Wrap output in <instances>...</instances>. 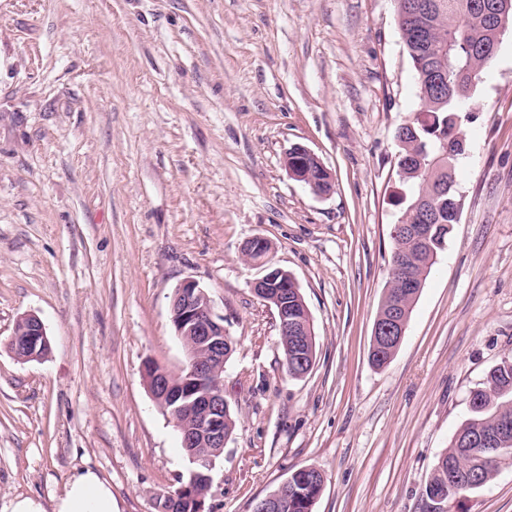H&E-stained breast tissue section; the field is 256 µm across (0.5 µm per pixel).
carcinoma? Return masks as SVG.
Listing matches in <instances>:
<instances>
[{
	"label": "carcinoma",
	"mask_w": 512,
	"mask_h": 512,
	"mask_svg": "<svg viewBox=\"0 0 512 512\" xmlns=\"http://www.w3.org/2000/svg\"><path fill=\"white\" fill-rule=\"evenodd\" d=\"M396 2L398 26L416 71L420 102L419 111L402 124L396 134L400 147L398 158L404 161V169L399 176L411 186L410 195L401 199L404 203L402 216L405 217L420 200L431 197L438 188L455 180L456 163L462 153L448 154V143L460 133L461 125L468 117L464 105L470 98L475 80L495 60L493 55L482 54V46L499 41L500 31L512 25V0H507L508 6L492 20L477 8L476 0H423L419 5L415 0ZM436 63L445 65L448 70V82L452 85L449 97L423 89V76ZM289 158L291 164L317 186L327 184L328 175L315 158L294 147L289 149ZM442 200L444 203L435 215V223L445 224L448 229L439 233L428 246L412 247L403 239L393 238L390 280L377 317L387 316L395 309L401 324L408 325L431 268L456 224L454 208L455 203L461 201L459 193L453 188L442 196ZM409 253L417 261L419 287L407 291L398 286L396 270L399 260ZM288 319L295 321L299 335L309 339L308 352L311 359H316V336L309 310L303 296L291 289L288 290ZM279 333L282 366L288 376L295 378L297 374L290 361L293 339L282 329ZM11 349L22 361L32 360L34 353L42 357L49 351L47 347L35 351L21 338L11 343ZM471 397L477 403L470 406V416L454 433L448 449L440 455L427 480L425 494L434 504H443L481 489L498 474L500 462L491 454L465 447V441L472 436L495 431L503 420L512 422V357L503 358L489 372L484 386L474 390ZM450 470L471 475L475 486L461 487L459 482L448 477ZM292 480L291 501L283 512H313L321 494L315 469L311 467L306 472L299 468L292 475Z\"/></svg>",
	"instance_id": "carcinoma-1"
}]
</instances>
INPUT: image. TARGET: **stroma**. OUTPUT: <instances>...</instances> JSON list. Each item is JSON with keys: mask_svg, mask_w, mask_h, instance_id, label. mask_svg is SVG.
Masks as SVG:
<instances>
[{"mask_svg": "<svg viewBox=\"0 0 512 512\" xmlns=\"http://www.w3.org/2000/svg\"><path fill=\"white\" fill-rule=\"evenodd\" d=\"M462 209L380 369L368 359L408 188L398 128L419 109L394 0H0V512H52L91 470L116 512H158L191 464L144 367L183 366L181 281L205 288L233 351L236 420L204 512H253L296 469L313 512H430L424 488L512 356V28L471 92ZM331 171L315 195L285 166ZM268 239L318 352L282 368L277 316L241 249ZM51 349L18 360V319ZM447 512H512V464ZM289 153V158H291V160L289 161V163L291 162V164L304 176H306L310 181H314L316 183V185L319 187V188H322V185H326L327 184V178H328V175L327 173L329 174V182L331 184V189H332V176H331V173L329 172V170L324 166V164L322 163L324 169L326 170V172L321 168L320 164L316 161L315 158L307 155L306 153H302V152H299L294 146L291 147L288 151ZM288 153L286 155V167L288 168ZM288 171L290 172L291 175H293L295 178H297L298 180H301V179H304V177L302 176H298L296 174H294L292 172L291 169L288 168ZM23 325V331L26 333L27 343L30 346H36L39 342L44 345L47 343V334L42 321L33 314H27L18 321Z\"/></svg>", "mask_w": 512, "mask_h": 512, "instance_id": "35a3bbf8", "label": "stroma"}]
</instances>
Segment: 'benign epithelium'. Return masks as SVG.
<instances>
[{
  "label": "benign epithelium",
  "instance_id": "obj_1",
  "mask_svg": "<svg viewBox=\"0 0 512 512\" xmlns=\"http://www.w3.org/2000/svg\"><path fill=\"white\" fill-rule=\"evenodd\" d=\"M415 215L418 223L406 224L401 221L394 233L424 243L432 228L429 214L418 210ZM265 246L262 236H254L246 244L250 253L261 254L252 264L262 268V275L251 283V288L263 302L280 304L288 295L291 274L281 268L268 270L265 263L269 261V256L265 255ZM171 317L177 336L196 337L206 356L192 359L184 375L173 374L150 363L145 368L147 385L151 396L159 404L166 400L173 403L190 401L193 422L185 424L177 419L175 423L182 434L184 446L195 447L189 456L192 463L189 480H202L210 486L215 458L205 449L224 447V409L227 404L220 380L224 368L215 366V363L224 362L225 348L231 347L230 338L224 329V317L216 314L208 292L194 279L187 278L175 288L171 299ZM20 323L29 345L34 347L40 342L47 343L45 327L37 316L27 314L20 318ZM375 334L392 341L403 338L405 330L399 327L397 320L392 319L375 328Z\"/></svg>",
  "mask_w": 512,
  "mask_h": 512
}]
</instances>
